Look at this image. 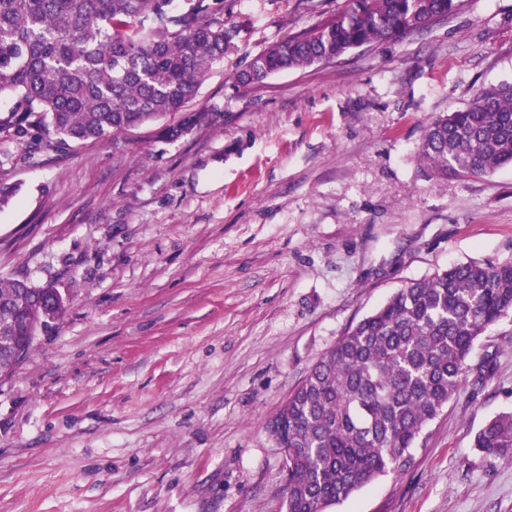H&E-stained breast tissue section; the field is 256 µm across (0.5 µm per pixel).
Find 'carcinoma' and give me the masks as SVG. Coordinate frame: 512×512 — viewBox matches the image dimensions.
<instances>
[{"instance_id":"cac0c4a2","label":"carcinoma","mask_w":512,"mask_h":512,"mask_svg":"<svg viewBox=\"0 0 512 512\" xmlns=\"http://www.w3.org/2000/svg\"><path fill=\"white\" fill-rule=\"evenodd\" d=\"M0 0V139L60 145L104 139L180 112L235 47L226 0ZM462 0H347L311 29L247 56L244 88L293 68L328 64L364 45L404 40ZM418 156L433 174L486 175L512 166V83L479 90L433 118ZM51 285L0 280V336L25 339L59 318ZM512 315V262L470 261L395 292L350 326L270 423L287 469L286 512H330L388 473L406 470L424 429L470 371L475 343ZM489 459L512 457V413L475 436Z\"/></svg>"}]
</instances>
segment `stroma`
<instances>
[{"instance_id": "1", "label": "stroma", "mask_w": 512, "mask_h": 512, "mask_svg": "<svg viewBox=\"0 0 512 512\" xmlns=\"http://www.w3.org/2000/svg\"><path fill=\"white\" fill-rule=\"evenodd\" d=\"M230 0L237 50L167 123L56 151L0 140V279L64 314L0 377V512H285L268 423L351 324L406 283L512 262V167L437 177L424 125L512 82V0H464L405 41L235 87L245 57L345 0ZM166 123V124H167ZM411 467L332 512H512V315ZM474 446L489 459L512 457V413L491 419L476 434Z\"/></svg>"}]
</instances>
